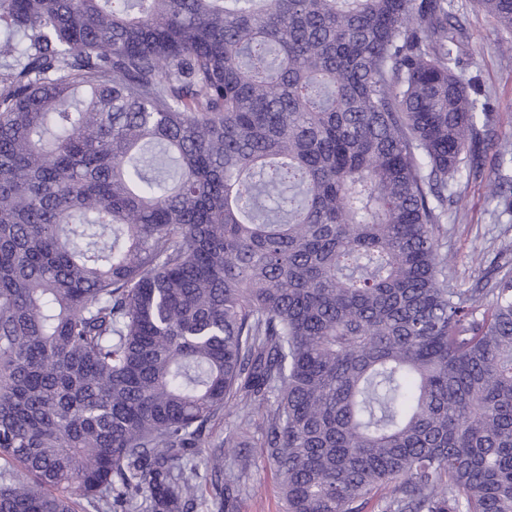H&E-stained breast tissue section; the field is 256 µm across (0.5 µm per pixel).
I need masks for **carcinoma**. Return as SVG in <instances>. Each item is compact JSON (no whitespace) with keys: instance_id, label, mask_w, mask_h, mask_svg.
<instances>
[{"instance_id":"carcinoma-1","label":"carcinoma","mask_w":512,"mask_h":512,"mask_svg":"<svg viewBox=\"0 0 512 512\" xmlns=\"http://www.w3.org/2000/svg\"><path fill=\"white\" fill-rule=\"evenodd\" d=\"M450 7L0 0V512H191L231 410L285 512H512V266L444 251L494 136Z\"/></svg>"}]
</instances>
